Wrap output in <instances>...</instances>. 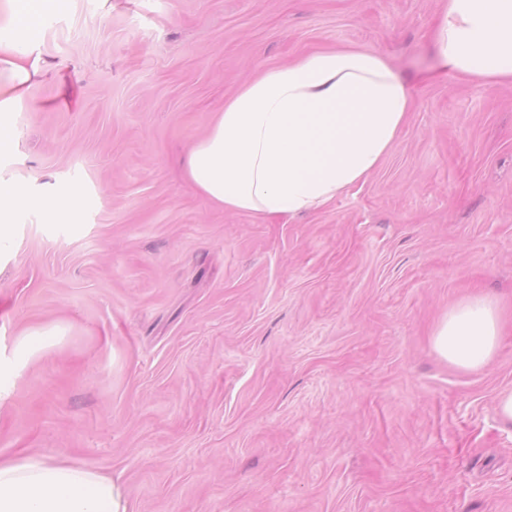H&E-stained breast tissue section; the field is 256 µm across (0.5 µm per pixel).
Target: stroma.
I'll list each match as a JSON object with an SVG mask.
<instances>
[{"label":"stroma","instance_id":"35a3bbf8","mask_svg":"<svg viewBox=\"0 0 512 512\" xmlns=\"http://www.w3.org/2000/svg\"><path fill=\"white\" fill-rule=\"evenodd\" d=\"M444 0H54L55 63L6 122L0 359L65 333L0 403V456L119 478L129 512H512V83L435 65ZM412 90L366 182L292 219L224 209L184 162L226 98L323 48ZM504 313L482 370L441 359L449 306ZM32 206H41L40 201L24 192L17 185H0V246L10 241L14 218L18 212ZM20 336L19 350L26 364L45 349L53 336H62V329L58 325H39L23 330Z\"/></svg>","mask_w":512,"mask_h":512}]
</instances>
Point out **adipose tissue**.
<instances>
[{
	"instance_id": "obj_1",
	"label": "adipose tissue",
	"mask_w": 512,
	"mask_h": 512,
	"mask_svg": "<svg viewBox=\"0 0 512 512\" xmlns=\"http://www.w3.org/2000/svg\"><path fill=\"white\" fill-rule=\"evenodd\" d=\"M41 0L0 6V116L12 112L46 62L28 46ZM442 70L512 79V0H448L433 35ZM411 88L380 52L325 49L259 72L225 101L192 148L186 175L216 205L292 218L366 181L388 156ZM501 309L467 297L437 323L436 354L465 371L499 348ZM0 512H128L118 479L40 455L0 457Z\"/></svg>"
}]
</instances>
